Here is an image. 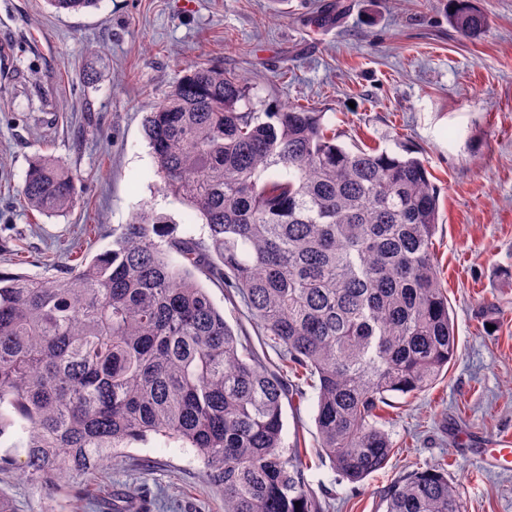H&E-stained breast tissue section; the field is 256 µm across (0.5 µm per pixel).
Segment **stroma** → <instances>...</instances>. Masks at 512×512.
<instances>
[{
    "label": "stroma",
    "instance_id": "1",
    "mask_svg": "<svg viewBox=\"0 0 512 512\" xmlns=\"http://www.w3.org/2000/svg\"><path fill=\"white\" fill-rule=\"evenodd\" d=\"M476 4L489 25L469 39L449 25L446 0H103L73 14L45 0H0V268L62 275L72 250L108 248L113 228L145 204L167 216L173 236L206 237L191 209L160 192L142 129L191 65L235 73L260 109L324 112L345 147L415 152L440 189L435 249L457 357L435 385L382 408L394 452L359 486L321 454L314 388L284 405V439L325 512H384L392 482L439 463L467 512H512V468L473 454L512 438V0ZM332 5L342 9L336 25H309ZM29 93L39 97L31 108ZM42 155L78 175L65 215L31 214L20 201ZM204 286L242 339L277 362L239 298ZM77 487L75 496L41 492L19 469H0L17 512H108L111 499H141L150 512H224L194 449L154 439Z\"/></svg>",
    "mask_w": 512,
    "mask_h": 512
}]
</instances>
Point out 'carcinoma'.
<instances>
[{
	"label": "carcinoma",
	"instance_id": "1",
	"mask_svg": "<svg viewBox=\"0 0 512 512\" xmlns=\"http://www.w3.org/2000/svg\"><path fill=\"white\" fill-rule=\"evenodd\" d=\"M57 13L101 0H46ZM448 23L479 38L475 0ZM163 192L200 216L208 240L164 235L144 206L112 248L58 277L0 270V468L61 492L124 448H193L224 512H323L283 438L288 375L311 377L318 447L351 484L393 453L382 405L435 384L458 347L434 251L439 188L428 161L347 149L324 113L260 112L224 68L194 65L145 114ZM76 177L42 156L23 206L63 215ZM182 262L173 261L172 255ZM237 295L278 350L272 369L224 320L197 273ZM384 512H465L441 467L388 487Z\"/></svg>",
	"mask_w": 512,
	"mask_h": 512
}]
</instances>
